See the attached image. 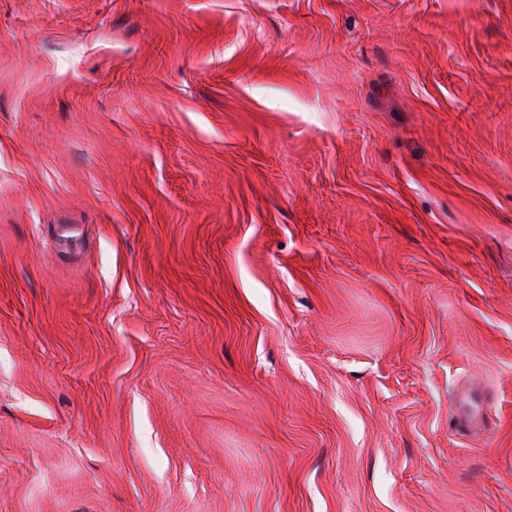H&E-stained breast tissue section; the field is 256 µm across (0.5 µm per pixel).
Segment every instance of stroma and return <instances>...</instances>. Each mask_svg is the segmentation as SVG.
Here are the masks:
<instances>
[{
	"label": "stroma",
	"mask_w": 512,
	"mask_h": 512,
	"mask_svg": "<svg viewBox=\"0 0 512 512\" xmlns=\"http://www.w3.org/2000/svg\"><path fill=\"white\" fill-rule=\"evenodd\" d=\"M0 512H512V0H0Z\"/></svg>",
	"instance_id": "1"
}]
</instances>
